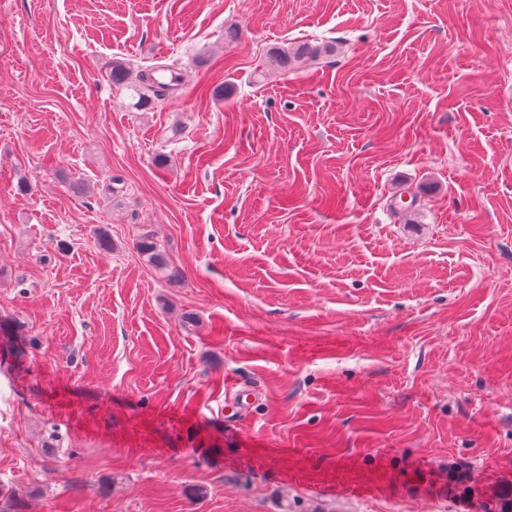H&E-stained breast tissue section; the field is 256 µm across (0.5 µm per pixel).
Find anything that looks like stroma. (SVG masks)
Masks as SVG:
<instances>
[{"instance_id":"obj_1","label":"stroma","mask_w":512,"mask_h":512,"mask_svg":"<svg viewBox=\"0 0 512 512\" xmlns=\"http://www.w3.org/2000/svg\"><path fill=\"white\" fill-rule=\"evenodd\" d=\"M0 10V512H512V0ZM318 57L319 51L317 48L302 45L296 48H288L282 53L275 51L272 54L271 60L275 64H288V62L298 61L301 59L316 61ZM159 69L164 68L163 66H159L149 71H143V73L139 75L137 82H127L130 67L121 62H116L112 64V82L126 85L133 91L132 96L135 99L137 98V101L133 104L136 105V108L141 110L150 109L153 108L155 103L163 101L173 94L174 91L178 89L177 87L179 85V81L176 77V83L167 85L155 84L153 76Z\"/></svg>"}]
</instances>
